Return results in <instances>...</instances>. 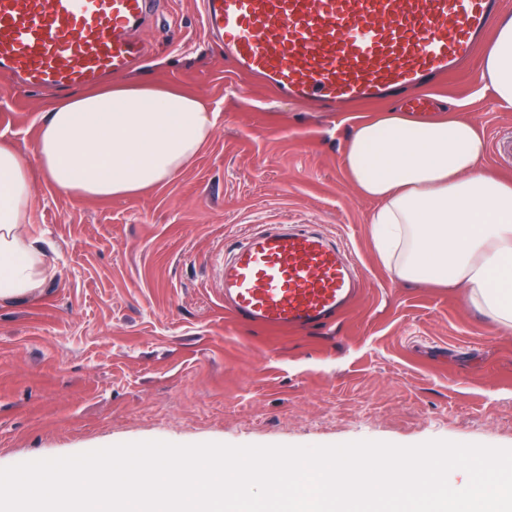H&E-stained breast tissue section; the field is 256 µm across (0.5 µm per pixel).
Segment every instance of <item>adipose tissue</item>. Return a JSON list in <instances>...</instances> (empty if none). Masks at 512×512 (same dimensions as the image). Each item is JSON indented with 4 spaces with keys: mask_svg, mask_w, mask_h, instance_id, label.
I'll return each instance as SVG.
<instances>
[{
    "mask_svg": "<svg viewBox=\"0 0 512 512\" xmlns=\"http://www.w3.org/2000/svg\"><path fill=\"white\" fill-rule=\"evenodd\" d=\"M483 88L512 106V14L495 22ZM215 112L198 95L151 83H115L58 98L40 121L33 156L0 141V299L56 273L32 222L34 172L81 198L138 194L170 181L209 143ZM474 122L416 120L391 109L359 120L343 164L374 202L373 244L399 280L463 291L497 331H512V181L483 164Z\"/></svg>",
    "mask_w": 512,
    "mask_h": 512,
    "instance_id": "obj_1",
    "label": "adipose tissue"
}]
</instances>
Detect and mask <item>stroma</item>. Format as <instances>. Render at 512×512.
Here are the masks:
<instances>
[{
	"label": "stroma",
	"instance_id": "obj_1",
	"mask_svg": "<svg viewBox=\"0 0 512 512\" xmlns=\"http://www.w3.org/2000/svg\"><path fill=\"white\" fill-rule=\"evenodd\" d=\"M128 82L200 95L208 146L131 197L73 198L35 176L32 220L56 265L0 301V468L122 443L320 446L429 440L512 448V333L458 289L397 281L369 235L374 202L347 178L358 117L242 90L208 40L198 0H161ZM481 58L425 112L476 123L485 166L512 180V107L484 94ZM56 95L0 71V137L32 154ZM315 224L359 265L357 304L327 331L267 332L224 310L221 258L250 232Z\"/></svg>",
	"mask_w": 512,
	"mask_h": 512
}]
</instances>
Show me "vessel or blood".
Here are the masks:
<instances>
[{
  "mask_svg": "<svg viewBox=\"0 0 512 512\" xmlns=\"http://www.w3.org/2000/svg\"><path fill=\"white\" fill-rule=\"evenodd\" d=\"M502 0H201L233 73L297 105L334 110L455 76ZM154 0H0V71L37 90L90 87L146 52L132 31ZM360 273L312 226L248 234L224 260V304L277 332L325 328L355 302Z\"/></svg>",
  "mask_w": 512,
  "mask_h": 512,
  "instance_id": "obj_1",
  "label": "vessel or blood"
}]
</instances>
